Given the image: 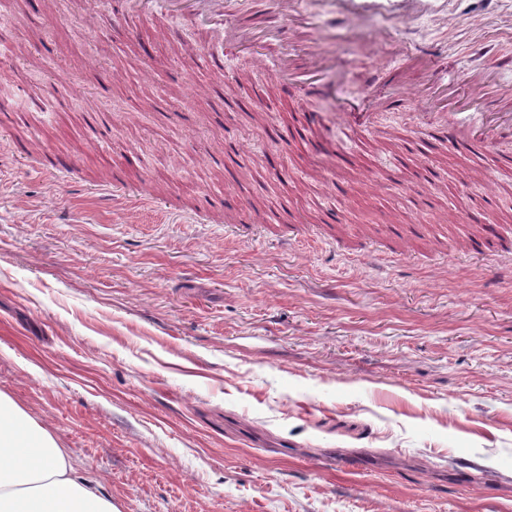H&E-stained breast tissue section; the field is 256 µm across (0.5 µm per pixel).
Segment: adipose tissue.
<instances>
[{"label": "adipose tissue", "instance_id": "adipose-tissue-1", "mask_svg": "<svg viewBox=\"0 0 512 512\" xmlns=\"http://www.w3.org/2000/svg\"><path fill=\"white\" fill-rule=\"evenodd\" d=\"M0 512H117L67 449L0 393Z\"/></svg>", "mask_w": 512, "mask_h": 512}]
</instances>
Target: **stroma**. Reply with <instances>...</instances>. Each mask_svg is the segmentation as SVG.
I'll return each mask as SVG.
<instances>
[{
    "label": "stroma",
    "instance_id": "35a3bbf8",
    "mask_svg": "<svg viewBox=\"0 0 512 512\" xmlns=\"http://www.w3.org/2000/svg\"><path fill=\"white\" fill-rule=\"evenodd\" d=\"M279 24L0 0V393L118 512H512V156L412 131L512 137V23L323 27L312 99L230 47Z\"/></svg>",
    "mask_w": 512,
    "mask_h": 512
}]
</instances>
